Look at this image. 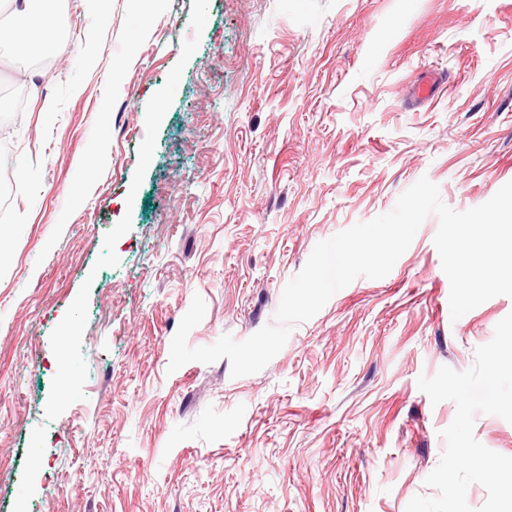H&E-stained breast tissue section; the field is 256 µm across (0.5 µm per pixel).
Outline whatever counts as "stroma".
I'll use <instances>...</instances> for the list:
<instances>
[{
	"label": "stroma",
	"instance_id": "1",
	"mask_svg": "<svg viewBox=\"0 0 512 512\" xmlns=\"http://www.w3.org/2000/svg\"><path fill=\"white\" fill-rule=\"evenodd\" d=\"M59 0L60 58L0 46V512H405L512 313L452 319L429 216L258 373L169 371L273 323L315 245L421 177L465 211L512 181V0ZM446 76L434 99L407 89ZM72 377L62 389L60 374ZM474 435L512 457V423Z\"/></svg>",
	"mask_w": 512,
	"mask_h": 512
}]
</instances>
